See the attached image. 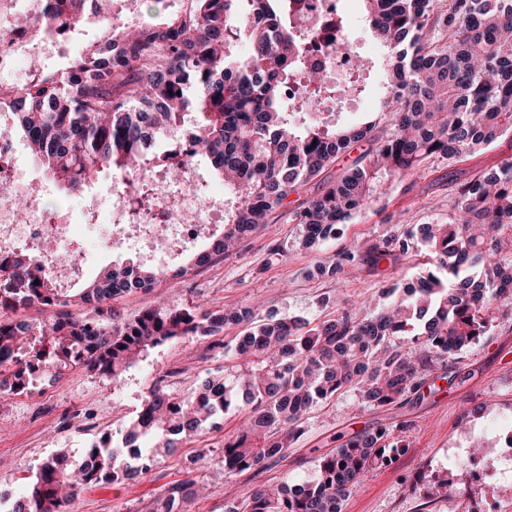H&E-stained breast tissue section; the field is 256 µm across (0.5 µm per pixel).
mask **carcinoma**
Wrapping results in <instances>:
<instances>
[{"label":"carcinoma","mask_w":512,"mask_h":512,"mask_svg":"<svg viewBox=\"0 0 512 512\" xmlns=\"http://www.w3.org/2000/svg\"><path fill=\"white\" fill-rule=\"evenodd\" d=\"M185 8L156 23L114 22L109 35L62 68L35 63L36 77L0 89V139L20 136L44 157L50 177L78 191L109 170L130 174V201L152 203L150 148L165 130L195 114L196 156L224 183V229L179 269L203 267L229 255L273 220L288 197L289 221L300 225L299 246L310 249L336 236V227L369 207L396 179L413 178L430 161L454 164L512 133V0H362L366 19L384 48L387 92L376 124L332 128L298 125L291 111L309 110L358 95L351 81L325 85L303 48L305 36L288 23L289 0H183ZM45 12L26 17L39 37L53 25L76 34L92 11H112V0H46ZM248 46L238 56L237 44ZM369 148L334 181L321 175L356 143ZM420 239L429 258L414 283L383 290L406 298L367 315L344 309L314 326L294 316H257L250 306L172 307L158 303L127 318L114 301L152 284L160 273L130 262L104 267L85 287L62 293L46 261L21 248L0 266V404L33 386V372L61 376L80 367L118 384L153 349L186 338H209L243 327L230 372L209 374L192 396L157 384L125 437L111 436L84 450L83 462L59 468L60 452L45 461L11 512H58L83 489L132 480L158 456L190 439L229 409L251 406L239 432L224 440V468L253 470L278 460L305 432L307 414L344 389L361 407L414 404L427 381L493 326L497 310L512 307V156L473 172L452 189L448 221L414 224L369 243H355L307 271L337 280L364 259L405 255ZM84 305L85 315L70 308ZM39 307L48 319L17 318ZM412 337L404 348L394 342ZM336 448L317 459V476L293 485L254 489L225 512H343L348 492L399 447L379 425L334 437ZM194 481L170 484L153 512H181L197 497Z\"/></svg>","instance_id":"cac0c4a2"}]
</instances>
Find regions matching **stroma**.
I'll use <instances>...</instances> for the list:
<instances>
[{
    "label": "stroma",
    "mask_w": 512,
    "mask_h": 512,
    "mask_svg": "<svg viewBox=\"0 0 512 512\" xmlns=\"http://www.w3.org/2000/svg\"><path fill=\"white\" fill-rule=\"evenodd\" d=\"M343 10L356 51L370 62L360 77L363 93L338 104L332 117L336 124L352 125L378 116L385 95L378 67L383 51L365 19L362 0H345ZM511 155L512 136H507L455 164H428L414 181L390 183L383 198L353 215L335 238L311 249L299 248V225L279 216L276 223L263 225L249 236L240 253L186 277L164 280L153 291L128 294L119 304L130 316L162 299L174 307L193 301L227 308L250 304L261 316L275 311L313 324L333 318L335 306L321 305V297L380 298L392 282L415 280L428 258L426 247L418 245L399 259L389 258L375 266L348 267L333 281L308 278L309 268L331 261L354 241L377 239L396 224L445 221L454 182ZM83 243V262L91 278L103 267L126 265L139 256L131 247L109 249L92 234ZM277 246L282 249L278 255L273 252ZM227 364L207 341L194 338L154 349L117 385L80 368L46 378L41 392L63 406L81 404L97 423L85 427L54 415L40 422L29 419L22 396L0 407V491L19 497L47 457L61 450L80 457L101 433H111L113 445H121L157 380H165L171 391L187 396L195 392L201 377ZM458 366L467 374L464 383L436 378L426 388L422 403L411 409H364L356 391L339 394L309 413L304 435L285 458L260 470H224V440L235 433L243 414L242 409H234L215 428L181 441L143 477L82 492L72 512H151L152 503L170 483L189 478L204 480L210 493L185 503L183 512H225L228 503L256 487L314 479L315 459L333 448L334 436L402 421L409 427L402 435L401 450L351 490L343 512H465L466 506L475 504L476 491L462 489L436 499L429 495L430 482L435 471L447 469L450 448L476 440L482 447H494L496 427L512 419V318L495 321L486 336L459 354Z\"/></svg>",
    "instance_id": "1"
}]
</instances>
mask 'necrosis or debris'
Instances as JSON below:
<instances>
[{"mask_svg":"<svg viewBox=\"0 0 512 512\" xmlns=\"http://www.w3.org/2000/svg\"><path fill=\"white\" fill-rule=\"evenodd\" d=\"M43 7L44 0H0V76L15 77L28 59L46 55L51 36L34 39L20 22L22 16L42 11ZM292 18L316 44L313 57L320 65L323 79L330 81L345 75L355 57L348 48L345 31L336 27L335 0H295ZM190 138L188 128L170 131L167 139L173 149L150 173L157 202L177 207L182 216L180 223L160 224L149 217L136 224L126 223L123 195L102 188L82 196L84 217L92 223L111 225L113 236L134 243L158 261L166 254L165 243L190 242L202 236L210 225L223 222V193L203 197L186 192V185L198 180L194 168L186 169L181 186L166 176L168 167L182 164ZM0 168L9 173L7 180H0V263L10 261L22 247L41 253L48 240L69 248L83 227L67 212L47 218L41 205V191L45 187L40 178L45 170L43 162L27 155L23 143L0 140ZM496 440L490 453L453 457L454 464L463 467L477 485L512 484V425L498 428Z\"/></svg>","mask_w":512,"mask_h":512,"instance_id":"1","label":"necrosis or debris"}]
</instances>
